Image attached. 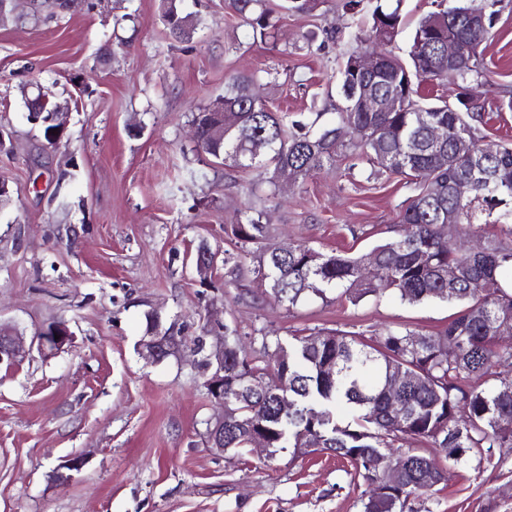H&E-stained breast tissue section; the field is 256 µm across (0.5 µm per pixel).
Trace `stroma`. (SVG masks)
<instances>
[{"label": "stroma", "instance_id": "1", "mask_svg": "<svg viewBox=\"0 0 512 512\" xmlns=\"http://www.w3.org/2000/svg\"><path fill=\"white\" fill-rule=\"evenodd\" d=\"M194 13L191 41L172 37L167 0H87L74 13L0 26V320L26 337L66 323L74 343L0 366V512H359L364 490L327 454L219 453L205 442L221 414L195 353L206 320L234 323L248 352L263 342L339 329L363 336L434 334L456 312L392 293L358 304L306 294L296 305L254 274L216 261L200 280V244L234 250L224 233L246 207L264 210L269 243L368 252L394 237L411 189L344 159L272 197L255 175L196 151L198 108L232 76L262 71L260 94L286 121L311 113L334 123L339 67L356 19L341 0L279 21L261 42L224 0H177ZM483 53L488 79L469 85L474 126L487 143L512 142V0H500ZM38 81L69 102L66 135L45 146L19 88ZM181 337L179 355L148 362L139 343L151 320ZM492 466H451L414 512H512V452ZM82 456L58 482L55 470Z\"/></svg>", "mask_w": 512, "mask_h": 512}]
</instances>
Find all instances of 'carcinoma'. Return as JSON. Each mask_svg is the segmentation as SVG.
<instances>
[{
  "label": "carcinoma",
  "instance_id": "cac0c4a2",
  "mask_svg": "<svg viewBox=\"0 0 512 512\" xmlns=\"http://www.w3.org/2000/svg\"><path fill=\"white\" fill-rule=\"evenodd\" d=\"M418 22L409 51L410 64L386 53L382 68L369 79L357 73L352 50L340 69L336 123L314 129L316 121L284 123L255 92L256 72L240 73L224 83V135L211 132L204 107L196 150L255 170L277 195L324 166L349 155L380 173L401 175L413 185L399 216L398 236L368 254L322 253L305 243L286 252L265 250L258 274L294 306L303 294L319 297L329 289L353 304L386 291L417 303L443 299L463 308L436 334L388 331L370 341L333 332L329 344L309 347L305 337L278 339L267 360L246 353L237 327L224 325V448L242 453L255 436L269 442L268 458L291 448L295 454L335 455L368 482L372 464L403 440L438 448L455 466L492 464L483 448L512 449V377L497 367L512 361V348L500 345L512 336V143L484 144L472 126L473 101L460 90L483 76L481 46L491 36L498 0L486 4L485 26L473 28L468 4L445 5ZM225 8L262 39H277L270 0H225ZM176 5L166 13L177 40L193 37ZM370 28L351 34L360 44H387L402 24L400 6L371 11ZM453 35L462 46L454 66L442 52ZM437 80L458 89L457 104H422L421 82ZM393 94V112H362L363 90ZM433 125L448 128V140L434 142ZM466 185V191L459 190ZM245 250L268 234L263 213L252 207L231 225ZM485 236L476 251L450 249L444 235ZM374 273L361 274L363 264ZM274 376H269V372ZM269 378L273 388L250 382ZM404 410L397 421L392 413ZM399 488L391 494L365 490L360 512H411L412 501L429 497L445 481L436 457L419 448H403Z\"/></svg>",
  "mask_w": 512,
  "mask_h": 512
}]
</instances>
